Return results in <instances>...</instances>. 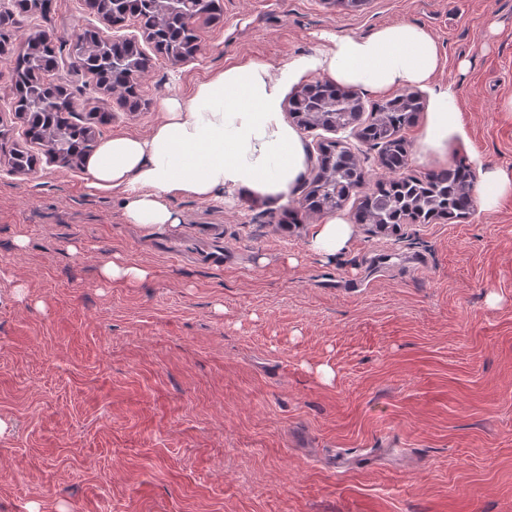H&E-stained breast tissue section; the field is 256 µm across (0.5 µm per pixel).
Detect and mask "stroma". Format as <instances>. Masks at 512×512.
<instances>
[{
  "label": "stroma",
  "mask_w": 512,
  "mask_h": 512,
  "mask_svg": "<svg viewBox=\"0 0 512 512\" xmlns=\"http://www.w3.org/2000/svg\"><path fill=\"white\" fill-rule=\"evenodd\" d=\"M219 4L195 24L196 59L154 54L139 111L59 67L80 124L145 136L161 98L231 66L277 70L324 35L409 23L442 59L420 101L452 89L466 136L422 156L415 118L408 175L512 168V0ZM43 29L141 33L53 0L8 41ZM299 135L308 168L332 141L363 158L351 218L384 174L377 148L350 127ZM34 155L26 174L0 164V512H512V196L393 234L357 225L321 257L306 249L325 219L304 206L307 181L282 200L179 197L180 226L149 233L87 169ZM116 253L152 278L102 280ZM370 450L367 467L337 469Z\"/></svg>",
  "instance_id": "1"
}]
</instances>
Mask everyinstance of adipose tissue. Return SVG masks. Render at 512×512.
<instances>
[{
  "label": "adipose tissue",
  "instance_id": "adipose-tissue-1",
  "mask_svg": "<svg viewBox=\"0 0 512 512\" xmlns=\"http://www.w3.org/2000/svg\"><path fill=\"white\" fill-rule=\"evenodd\" d=\"M439 59L423 27L397 23L366 37L331 39L276 75L261 61L230 67L198 84L189 99H162L150 135L117 134L100 142L87 160L91 184L120 193L126 223L148 231L179 226L172 201L181 196L209 201L223 189L245 187L279 198L306 167L299 134L284 116L287 89L310 76L377 94L424 87ZM463 132L455 95L437 93L424 118L423 151L445 154L449 136ZM351 236L348 222L333 215L317 225L308 249L332 257L348 248Z\"/></svg>",
  "mask_w": 512,
  "mask_h": 512
}]
</instances>
